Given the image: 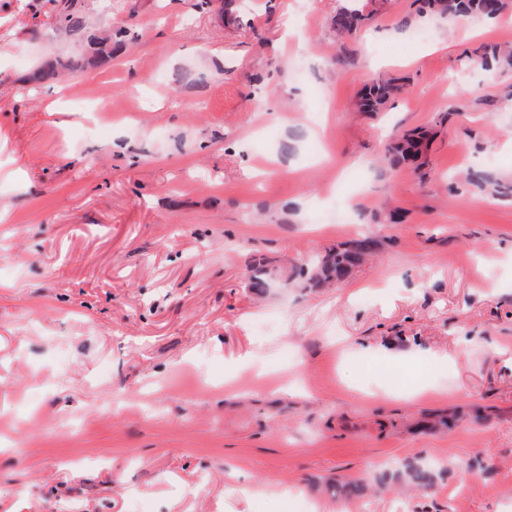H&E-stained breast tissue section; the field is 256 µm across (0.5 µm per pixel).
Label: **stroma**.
<instances>
[{
	"label": "stroma",
	"mask_w": 512,
	"mask_h": 512,
	"mask_svg": "<svg viewBox=\"0 0 512 512\" xmlns=\"http://www.w3.org/2000/svg\"><path fill=\"white\" fill-rule=\"evenodd\" d=\"M60 2L0 0V512H512V197L464 179L512 181V72L464 59L512 13L380 0L340 40L344 0H74L131 41L28 82L85 54ZM432 124L427 180L384 168ZM367 232L337 286H245ZM421 459L444 473L400 485ZM412 15L401 21L406 28L416 21L431 18L493 20L512 12L511 0H412ZM406 82L398 80L376 81L368 83L360 95V112H383L387 104L403 90Z\"/></svg>",
	"instance_id": "35a3bbf8"
}]
</instances>
